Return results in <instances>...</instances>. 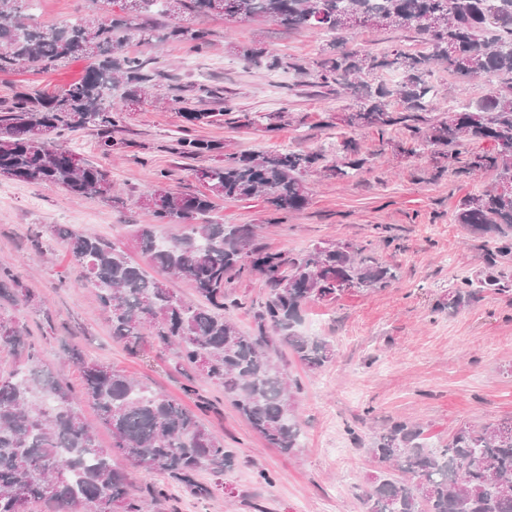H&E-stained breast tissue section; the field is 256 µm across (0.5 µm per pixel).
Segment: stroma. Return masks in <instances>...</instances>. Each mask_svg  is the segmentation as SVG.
Returning <instances> with one entry per match:
<instances>
[{"label": "stroma", "instance_id": "35a3bbf8", "mask_svg": "<svg viewBox=\"0 0 512 512\" xmlns=\"http://www.w3.org/2000/svg\"><path fill=\"white\" fill-rule=\"evenodd\" d=\"M91 0H36L29 23L61 25L92 10ZM211 33L201 53L187 45L161 47L130 41L128 53L153 57L171 84L220 86L233 111L211 124L189 126L183 113L148 98L129 110L113 130L115 147L102 156L96 132L71 136L68 145L106 168L124 199L115 207L89 195L76 198L54 184L31 185L0 179V266L17 272L25 287L42 301L41 312L4 304L0 313L23 323L49 367L63 369L78 382L76 367L63 365L67 347H80L88 358L110 364L187 408L198 397L210 400L203 413L208 429L234 449L232 466L204 474L214 484L212 498L198 501L183 490L148 512H363L361 498L376 462L367 454L370 437L393 422L418 423L428 446L447 441L461 424L481 425L512 419V254L500 256L492 244L454 220L462 198L492 189L491 172H461L435 177L428 155H411L408 132L379 138L370 130L342 123L356 99L345 90L328 94L303 83L291 71L270 72L238 57V46L259 45L280 56L312 61L340 46L375 55L391 47L423 51V44L388 27H356L339 34L287 31L266 19L199 20ZM87 61L75 60L49 73L27 70L0 75V100L20 88L54 90L79 79ZM438 88L428 120L446 116L450 101L474 104L487 85L433 65ZM287 110L284 121L245 126L246 117ZM221 142L205 164L220 165L232 152L262 153L284 149L323 151L326 164L336 148L353 138L366 163L347 179L310 173L309 202L299 211L278 214L262 198L221 200L215 219L250 224L260 242L274 251L304 254L327 243L371 245L376 257L399 267L388 287L348 291L335 301L310 302L302 326L329 340L332 363L309 369L290 349L274 344L272 355L301 385L296 416L300 446L293 455L270 447L239 414L222 387L199 378L197 395L185 393V373L171 350L146 346L134 354L111 338V324L93 287L82 282L67 247L53 234L58 224L129 246L131 258H147L129 245L136 224L153 223L137 199L154 185L159 172L170 174L172 188L203 192L189 171V160L170 146L181 131ZM496 278L498 287L481 290L466 305H448V291L462 278ZM272 480L264 482L260 472Z\"/></svg>", "mask_w": 512, "mask_h": 512}]
</instances>
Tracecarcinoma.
Masks as SVG:
<instances>
[{
	"instance_id": "obj_1",
	"label": "carcinoma",
	"mask_w": 512,
	"mask_h": 512,
	"mask_svg": "<svg viewBox=\"0 0 512 512\" xmlns=\"http://www.w3.org/2000/svg\"><path fill=\"white\" fill-rule=\"evenodd\" d=\"M29 2L0 0V74L18 68L45 73L74 59L91 65L51 94L23 89L0 102V177L52 183L74 197L96 194L121 204L109 172L66 142L93 129L101 134L99 150L111 153L112 128L123 121L124 109L142 103L164 78L151 58L126 52L132 38L186 44L200 53L210 44V32L190 18H264L289 31L320 34L344 30L347 19L356 17L364 27L389 26L420 37L428 52L414 55L400 46L383 56L341 50L311 62L257 46L237 54L268 71L288 69L315 86L336 84L352 93L362 75L397 72L400 80L393 85L365 90L357 109L345 116L346 126L381 138L405 128L416 144L408 153L429 154L438 177L459 172V142L487 141L493 149L472 154L469 169L496 173L499 185L512 183V0H91V13L60 26L25 23ZM492 7L503 16L499 25L486 23ZM433 63L485 78L490 93L475 107L449 108L448 117L423 128L421 113L430 110L436 94ZM116 96L123 107L115 106ZM392 97L400 109H392ZM210 99L221 100V89L209 84L164 97L193 125L211 122L214 114L187 104ZM218 149L219 143L188 133L175 139L176 154L187 160ZM343 152L323 171L344 178L365 163L353 140L343 142ZM320 159L294 150L230 154L221 166L190 168L206 185L205 192L193 194L171 188L167 173H160L161 180L141 197L155 223L135 225L131 240L159 272L189 281L197 303L148 275L126 248L65 225L55 229L109 312L112 340L131 353L149 340L175 348L179 366L221 386L252 429L288 455L300 447L295 413L301 387L270 357L272 335L307 367L325 366L335 358L334 346L300 331L304 307L355 288H384L396 279V266L350 243L317 246L302 256L271 251L253 226L220 224L211 214L218 199L256 196L280 213L303 209L309 201L306 176ZM456 222L493 239L497 252L512 253V193L495 187L463 198ZM161 224L182 226L166 246L157 245ZM252 276L262 279L269 296L252 304L254 329L245 333L230 316L241 302L228 287ZM476 287L461 281L448 292V306L466 303ZM20 299L39 308L18 274L0 269V303ZM0 349L17 358L10 370H0V512H32L35 505L48 506V512H146L147 501L167 499L174 487L198 500L209 498L213 486L201 474L230 466L233 449L199 414L121 370L87 360L80 348L67 350L79 369L77 389L44 365L18 324L1 317ZM83 401L95 406L111 431L112 447L97 443L81 415ZM422 434L419 426L399 421L373 438L367 453L382 467L365 493V512H512V420L464 424L438 448L421 442ZM115 457L156 476L147 496L132 492L130 475L113 463Z\"/></svg>"
}]
</instances>
